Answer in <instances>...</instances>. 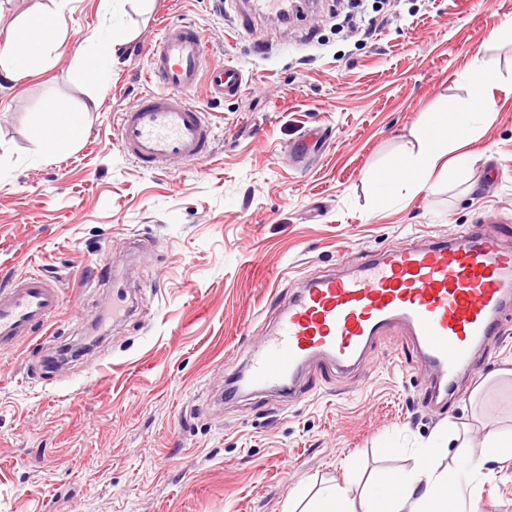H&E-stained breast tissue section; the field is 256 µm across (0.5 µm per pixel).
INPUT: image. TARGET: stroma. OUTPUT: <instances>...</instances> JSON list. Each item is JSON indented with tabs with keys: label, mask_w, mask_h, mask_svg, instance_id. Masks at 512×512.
Here are the masks:
<instances>
[{
	"label": "stroma",
	"mask_w": 512,
	"mask_h": 512,
	"mask_svg": "<svg viewBox=\"0 0 512 512\" xmlns=\"http://www.w3.org/2000/svg\"><path fill=\"white\" fill-rule=\"evenodd\" d=\"M335 8L320 0L284 28L231 0H60L59 56L0 87V284L36 264L65 301L39 346L0 352V512H302L292 491L361 498L441 439L450 474L483 457L480 507L512 512V458L484 448L489 431L512 429V320L482 380L447 409L427 406L399 337L376 343L371 374L308 368L291 400L228 399L217 380L307 276L512 216V40L493 36L512 0H391L368 38ZM117 21L134 39L85 83L78 61ZM170 22L196 24L210 65H236L244 86L192 95L213 126L208 161L148 172L118 125ZM477 56L503 83L492 120L457 150L458 178L371 196L369 176L413 144L423 114L467 97ZM93 95L83 139L41 153L30 127L42 103L74 112ZM119 290L132 312L92 339Z\"/></svg>",
	"instance_id": "1"
}]
</instances>
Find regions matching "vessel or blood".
Here are the masks:
<instances>
[{"instance_id": "obj_1", "label": "vessel or blood", "mask_w": 512, "mask_h": 512, "mask_svg": "<svg viewBox=\"0 0 512 512\" xmlns=\"http://www.w3.org/2000/svg\"><path fill=\"white\" fill-rule=\"evenodd\" d=\"M207 43L197 26L170 23L147 50L144 91L120 117L119 144L147 171L211 156L212 126L191 101L199 82L212 95H236L239 68L206 65ZM487 225L396 244L341 275L307 280L284 303L271 329L251 337L232 394L294 391L311 365L368 372L376 338L408 336L424 372L425 393L438 408L484 374L480 352L502 335L512 310V241ZM60 287L29 271L0 287V350L11 351L46 326L61 308Z\"/></svg>"}]
</instances>
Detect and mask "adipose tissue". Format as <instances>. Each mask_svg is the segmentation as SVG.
Returning a JSON list of instances; mask_svg holds the SVG:
<instances>
[{"instance_id": "adipose-tissue-1", "label": "adipose tissue", "mask_w": 512, "mask_h": 512, "mask_svg": "<svg viewBox=\"0 0 512 512\" xmlns=\"http://www.w3.org/2000/svg\"><path fill=\"white\" fill-rule=\"evenodd\" d=\"M37 24L58 28V12L45 7L13 25L0 41V83L19 82L29 75L33 62L48 60L58 50L59 39H28V31ZM464 78L468 99L451 108L426 113L415 146L396 158L397 165L403 168L402 176L391 180L381 174L370 176L371 192L388 197L403 192L417 194L429 187L434 173L456 178V165L446 163L445 158L461 138L478 134L491 120L489 93L502 80L498 70L479 58L473 59ZM444 454V448L437 445L423 449L413 470L376 485L372 496L380 504L378 512H477L475 488L470 483H458L456 497H444L443 489L451 480L438 465Z\"/></svg>"}]
</instances>
